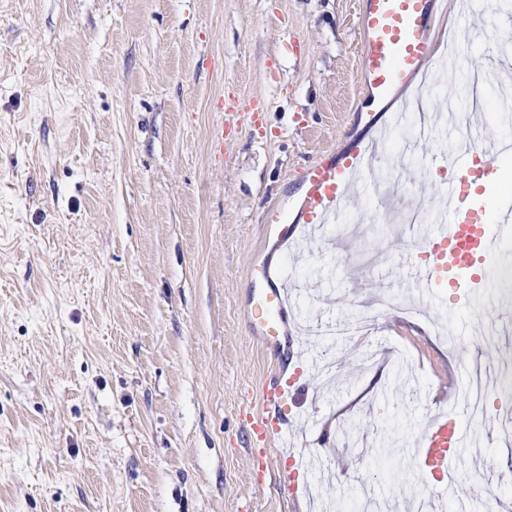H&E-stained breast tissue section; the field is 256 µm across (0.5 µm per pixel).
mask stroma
<instances>
[{
    "label": "stroma",
    "instance_id": "obj_1",
    "mask_svg": "<svg viewBox=\"0 0 512 512\" xmlns=\"http://www.w3.org/2000/svg\"><path fill=\"white\" fill-rule=\"evenodd\" d=\"M361 2L0 0V512H512V394L491 379L482 423L460 397L512 364V249L458 305L416 281L411 221L442 194L429 160L449 140L512 137V10L437 0L436 55L461 60L424 74L446 119L412 159L387 148L405 182L362 186L355 237L332 224L300 251L266 221L297 217L305 168L399 126L406 90L370 109ZM471 72L470 107L447 112ZM259 265L292 289L282 348L248 320ZM389 293L400 307L344 335ZM273 381L295 394L292 446L262 457ZM443 415L464 441L442 486L417 441Z\"/></svg>",
    "mask_w": 512,
    "mask_h": 512
}]
</instances>
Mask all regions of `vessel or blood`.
<instances>
[{
  "instance_id": "b4317fda",
  "label": "vessel or blood",
  "mask_w": 512,
  "mask_h": 512,
  "mask_svg": "<svg viewBox=\"0 0 512 512\" xmlns=\"http://www.w3.org/2000/svg\"><path fill=\"white\" fill-rule=\"evenodd\" d=\"M435 0H363L362 75L377 93L413 79L435 56L431 38ZM376 144L355 150L343 164L319 162L303 173L304 213L302 238H310L323 224L333 223L349 200L354 178L369 169L377 155ZM512 153V139L465 141L450 144L437 163L448 173L439 222L424 238L433 255L420 270L428 287L448 288L453 293L476 287L474 264L496 255L502 240L512 238V195L475 198L476 185L498 181L496 159ZM288 290L266 284L254 289L251 320L264 340L275 346L288 341ZM267 409L279 410L290 399L281 383L265 386L261 395ZM461 445L460 431L441 419L430 426L419 444L420 471L425 478L441 480L448 462Z\"/></svg>"
}]
</instances>
